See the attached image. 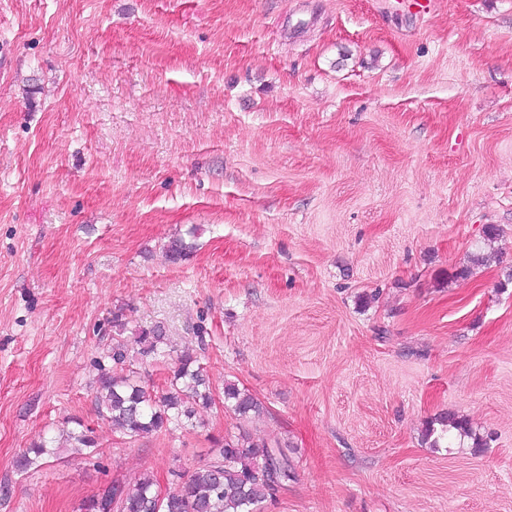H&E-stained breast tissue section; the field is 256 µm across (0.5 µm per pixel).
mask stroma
I'll list each match as a JSON object with an SVG mask.
<instances>
[{
  "label": "stroma",
  "instance_id": "obj_1",
  "mask_svg": "<svg viewBox=\"0 0 512 512\" xmlns=\"http://www.w3.org/2000/svg\"><path fill=\"white\" fill-rule=\"evenodd\" d=\"M0 50V512L168 490L242 430L295 472L261 512H512V0H0ZM116 347L266 412L125 436ZM445 412L487 447L426 444ZM75 418L94 460L14 470ZM137 343L141 345L139 354L142 357H152L160 352L161 345L165 343V331L161 326L143 329L138 333ZM224 408L244 418L260 417L264 413L262 402L232 381L224 384Z\"/></svg>",
  "mask_w": 512,
  "mask_h": 512
}]
</instances>
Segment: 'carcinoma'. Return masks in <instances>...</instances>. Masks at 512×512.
Instances as JSON below:
<instances>
[{
	"mask_svg": "<svg viewBox=\"0 0 512 512\" xmlns=\"http://www.w3.org/2000/svg\"><path fill=\"white\" fill-rule=\"evenodd\" d=\"M190 249L191 245L176 238L167 246L166 257L178 262ZM137 343L141 345V356L157 355L165 343V331L159 325L143 329ZM95 400L98 414L131 438L185 426L198 409L215 403L203 366L189 353L180 356L169 389L159 397L135 376L102 367L96 379ZM224 408L244 418L264 413L262 402L232 381L224 382ZM72 423L74 428L63 431L65 441L76 454L92 456L96 442L90 430L77 418ZM437 423L444 434L453 432L461 440L467 438L475 448L486 446L483 437L464 418L445 415L437 418ZM52 450L51 442H41L18 454L13 465L19 472L36 469ZM292 478L293 468L279 443L258 441L242 431L234 438L224 439V446L205 467L164 498L159 497L154 476L145 473L133 484L108 483L104 491L84 501L79 512H259L260 505L272 497L276 488Z\"/></svg>",
	"mask_w": 512,
	"mask_h": 512,
	"instance_id": "carcinoma-1",
	"label": "carcinoma"
}]
</instances>
